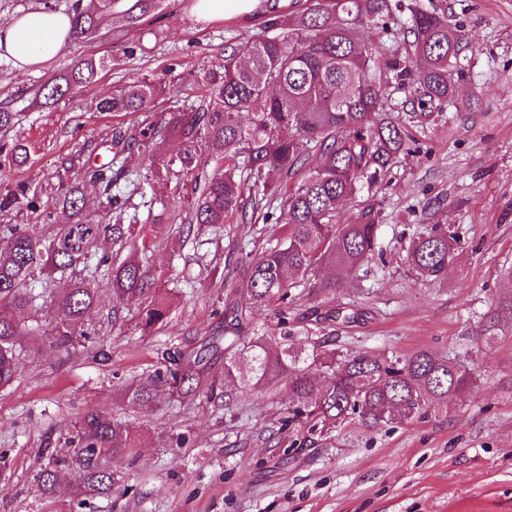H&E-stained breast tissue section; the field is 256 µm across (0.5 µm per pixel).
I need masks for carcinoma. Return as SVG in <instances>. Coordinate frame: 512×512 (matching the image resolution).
Returning a JSON list of instances; mask_svg holds the SVG:
<instances>
[{
	"mask_svg": "<svg viewBox=\"0 0 512 512\" xmlns=\"http://www.w3.org/2000/svg\"><path fill=\"white\" fill-rule=\"evenodd\" d=\"M165 0H91L75 6L72 42L98 36L113 17L133 27ZM261 32L224 47L222 71L208 77L197 106L155 121L150 112L161 84L142 78L101 99V112L140 114L137 133L112 129L110 146L119 155L135 147L157 145L177 136L185 146L183 166L196 171V196L188 226L221 227L232 219L252 223L249 215L275 221L277 243L250 252L244 264L243 292L236 285L224 298V344L212 337L196 352L169 359L166 370L131 383L123 397L134 405L161 396L198 393L214 396L217 378L208 363L224 357V405L251 393L288 384L292 406L287 425L299 418L335 425L350 418L368 427L423 418L475 388L465 365L430 350L408 356L377 357L340 353L330 337L308 352L291 348L296 335L288 325V304L296 280L314 277L311 287L335 291L346 278L358 281L361 268L376 252L378 210L369 204L347 224L336 220L339 206L383 180L406 150L405 127L384 113L389 83L378 76L368 29L392 33L397 44L386 63L396 79L410 80L421 106L442 104L453 94L451 75L462 38L448 30L447 7L412 8L409 21L391 31L392 0H289L287 7L264 4ZM288 17V25L282 18ZM107 58L77 57L62 73L44 83L37 95L50 104L94 83ZM319 163L308 166L311 154ZM109 160L84 169L82 181L99 188L98 199L77 185L58 196L53 206L67 216L54 223L40 196L27 184L0 194V213L26 209L43 216L48 235L33 224H0V388L17 376L16 345L26 316L37 312V296L28 285L61 273L65 280L55 301L54 344L74 349L98 335L84 318L99 302L95 277L84 274L87 260L105 242L123 244L131 228L121 223L125 202L112 193ZM92 206L119 212L115 223L95 222ZM456 238L437 224L416 231L406 247L407 260L422 277L439 278L456 258ZM111 270L114 301L141 300L137 327L150 332L167 322L169 308L156 288L148 258L132 247L128 255L103 256ZM279 306V335L249 336L252 314ZM494 328L512 323V291L486 313ZM132 430L98 410H89L73 425L68 439L71 465L79 481L66 489L60 471L49 466L37 479L50 493H106L114 474L104 461L132 447Z\"/></svg>",
	"mask_w": 512,
	"mask_h": 512,
	"instance_id": "cac0c4a2",
	"label": "carcinoma"
}]
</instances>
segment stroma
<instances>
[{"mask_svg": "<svg viewBox=\"0 0 512 512\" xmlns=\"http://www.w3.org/2000/svg\"><path fill=\"white\" fill-rule=\"evenodd\" d=\"M192 3L168 0L128 30L106 22L100 38L68 45L26 74L1 57L0 109L16 115L5 138L28 143L31 161L16 167L0 156V193L31 180L52 197L83 165L107 162L102 139L132 121L96 104L134 78L165 80L155 113L199 104L225 44L259 32L264 18L229 12L202 23ZM447 4L448 27L465 42L453 97L433 107L430 121L412 123L409 88L390 85L385 108L407 124L410 150L367 199L337 215L347 223L375 203L380 256L361 270L360 287L302 294L288 317L301 331L298 347L331 332L351 352L430 350L463 361L473 392L423 418L379 429L353 420L322 432L305 422L281 427L291 402L284 385L230 404L202 394L149 406L124 400V385L147 378L165 356L217 335L221 282L240 279L242 242L259 252L278 235L270 224L256 239L237 222L185 234L194 183L178 163L181 142L170 139V168L151 176L150 151L128 152L120 184L145 230L132 241L153 254L168 324L142 334L138 300L114 305L103 278L88 317L98 330L93 346L64 351L52 342L47 286L33 283L41 307L18 338L17 377L0 389V512H512V326L488 332L481 319L512 288V0ZM83 55L108 58L97 81L74 98L33 106L38 87ZM431 224L448 225L458 239L457 259L435 280L411 272L405 252L413 231ZM91 409L128 423L137 446L109 459L111 492L81 504L44 492L37 475L58 463L65 484L77 482L67 438Z\"/></svg>", "mask_w": 512, "mask_h": 512, "instance_id": "obj_1", "label": "stroma"}]
</instances>
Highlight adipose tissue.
I'll return each mask as SVG.
<instances>
[{"label":"adipose tissue","instance_id":"adipose-tissue-1","mask_svg":"<svg viewBox=\"0 0 512 512\" xmlns=\"http://www.w3.org/2000/svg\"><path fill=\"white\" fill-rule=\"evenodd\" d=\"M71 18L32 10L0 25V50L17 72L26 73L56 57L70 40Z\"/></svg>","mask_w":512,"mask_h":512}]
</instances>
